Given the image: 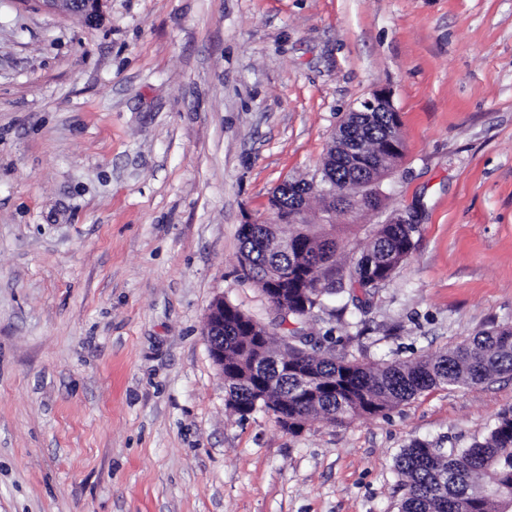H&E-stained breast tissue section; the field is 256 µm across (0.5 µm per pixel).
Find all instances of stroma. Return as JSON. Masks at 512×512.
Instances as JSON below:
<instances>
[{
    "instance_id": "obj_1",
    "label": "stroma",
    "mask_w": 512,
    "mask_h": 512,
    "mask_svg": "<svg viewBox=\"0 0 512 512\" xmlns=\"http://www.w3.org/2000/svg\"><path fill=\"white\" fill-rule=\"evenodd\" d=\"M389 88L403 156L343 253L397 214L410 258L336 354L413 361L512 326V0H0V512H397L417 440L466 448L512 376L297 433L239 417L204 336L216 297L271 328L239 228ZM50 9L63 10L75 15L92 18L99 0H41Z\"/></svg>"
}]
</instances>
